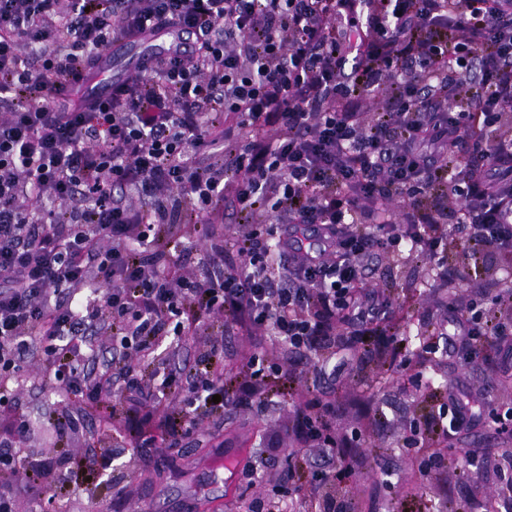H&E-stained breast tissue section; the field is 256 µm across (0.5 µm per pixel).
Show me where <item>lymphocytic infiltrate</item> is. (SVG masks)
I'll return each instance as SVG.
<instances>
[{"instance_id": "obj_1", "label": "lymphocytic infiltrate", "mask_w": 512, "mask_h": 512, "mask_svg": "<svg viewBox=\"0 0 512 512\" xmlns=\"http://www.w3.org/2000/svg\"><path fill=\"white\" fill-rule=\"evenodd\" d=\"M170 28L182 42L71 102L109 47ZM235 136L227 163L203 162ZM230 216L238 264L220 239L196 272L152 249L170 225ZM452 239L512 266V0H0V390L42 353L67 395L162 409L174 450L223 412L213 396L256 397L266 345H370L409 369L372 284L407 255L432 282L421 348L438 331L467 362L512 360V289L449 272ZM225 320L252 351L246 378L225 385L212 335L194 366L146 378L164 338ZM336 412L294 406L288 468L251 512H277L300 478L339 512L323 488L359 442ZM446 412L403 438L421 477L485 420L453 396ZM28 430L20 414L0 432V470L66 491L73 459L22 458Z\"/></svg>"}]
</instances>
